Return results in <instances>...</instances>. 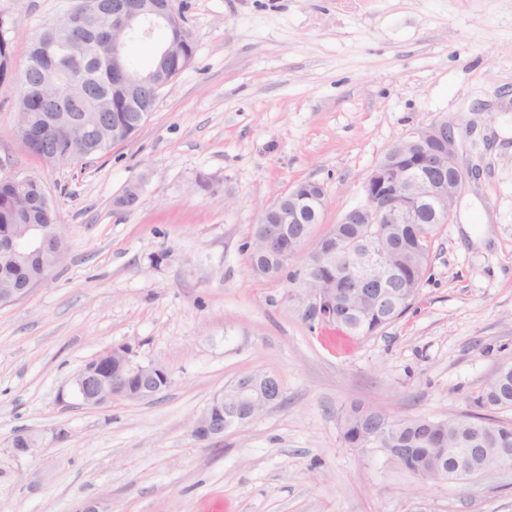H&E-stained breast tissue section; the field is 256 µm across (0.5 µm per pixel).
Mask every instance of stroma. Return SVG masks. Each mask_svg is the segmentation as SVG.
Returning <instances> with one entry per match:
<instances>
[{"mask_svg":"<svg viewBox=\"0 0 512 512\" xmlns=\"http://www.w3.org/2000/svg\"><path fill=\"white\" fill-rule=\"evenodd\" d=\"M186 5L192 64L134 136L84 163L24 151L18 87L0 84V174L40 178L69 243L44 284L0 305V512H512V469L422 482L341 430L355 403L473 413L469 395L512 361V0ZM68 6L0 0L17 67ZM445 119L476 175L400 318L343 342L310 327L288 280L252 276L244 245L288 186L323 185L321 237L393 143ZM131 183L139 204L117 207ZM121 345L168 387L85 405L75 373ZM256 372L282 401L196 438L212 399ZM21 433L34 453L15 450Z\"/></svg>","mask_w":512,"mask_h":512,"instance_id":"1","label":"stroma"}]
</instances>
